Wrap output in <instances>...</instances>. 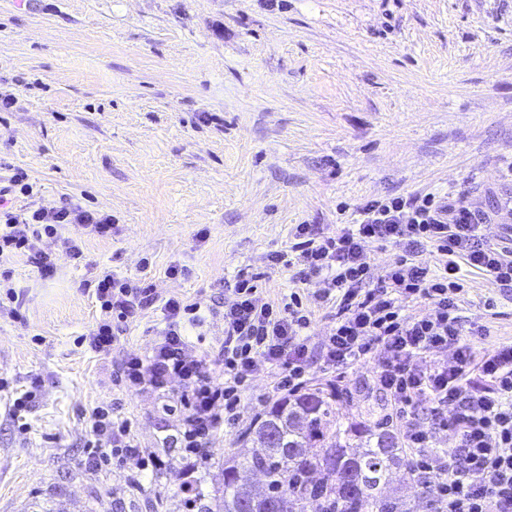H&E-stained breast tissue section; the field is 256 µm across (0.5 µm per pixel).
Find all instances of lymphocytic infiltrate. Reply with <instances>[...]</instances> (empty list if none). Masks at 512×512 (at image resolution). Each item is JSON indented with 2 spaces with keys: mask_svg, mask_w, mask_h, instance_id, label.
<instances>
[{
  "mask_svg": "<svg viewBox=\"0 0 512 512\" xmlns=\"http://www.w3.org/2000/svg\"><path fill=\"white\" fill-rule=\"evenodd\" d=\"M492 221L466 197L427 193L370 201L359 219L333 236L297 225L290 251L270 253L267 261L287 268L295 282L318 280V289L263 302L260 274L240 275L232 302L224 306V344L215 353L192 348L186 336L187 328L206 321L201 302L161 298L144 279L103 269L83 283L102 312L86 342L96 354H111L128 323L151 308L162 312L165 326L155 344L146 352H126L117 380L131 392L162 394L172 382L181 384L176 400L188 411L180 430L181 492L188 512L202 498L195 474L209 459L206 440L234 424L257 366H269L275 392L295 394L305 387L315 357L332 371L373 360V389L408 406L399 433L415 451L412 472L429 488L432 512H512V345L476 356L461 316L463 268L512 288V247L485 240ZM69 224L93 237L112 234L111 214L81 203L17 208L0 194V258L26 257L41 277H51L55 259L37 246L48 237L59 240L72 261L82 262L83 241L61 234ZM387 243L401 246L402 253L383 274H374L367 248ZM428 249L438 254L437 265L422 260ZM417 301L427 302V312L406 314V305ZM324 307L333 309L334 324L315 349L310 328ZM447 350L451 362L435 361V354ZM420 397L433 405L427 424L412 411ZM89 420V447L109 442L118 462H133L138 474L132 484H139L141 472L161 467L160 458L138 448L129 421L114 419L102 406ZM440 430L456 445L430 453Z\"/></svg>",
  "mask_w": 512,
  "mask_h": 512,
  "instance_id": "obj_1",
  "label": "lymphocytic infiltrate"
}]
</instances>
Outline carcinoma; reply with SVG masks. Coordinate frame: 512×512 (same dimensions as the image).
<instances>
[{"label":"carcinoma","instance_id":"1","mask_svg":"<svg viewBox=\"0 0 512 512\" xmlns=\"http://www.w3.org/2000/svg\"><path fill=\"white\" fill-rule=\"evenodd\" d=\"M336 394L318 388L273 405L245 433L251 447L224 467V493L217 512H246L238 480L249 473L266 479L256 512H410L405 501L383 494L389 472L412 462L384 419L372 427L344 425L336 417Z\"/></svg>","mask_w":512,"mask_h":512}]
</instances>
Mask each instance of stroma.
<instances>
[{"label":"stroma","instance_id":"stroma-1","mask_svg":"<svg viewBox=\"0 0 512 512\" xmlns=\"http://www.w3.org/2000/svg\"><path fill=\"white\" fill-rule=\"evenodd\" d=\"M5 95L16 103L0 112V187L24 172L34 203L77 201L114 229L68 226L85 239L78 266L43 239L52 277L9 264L23 319L0 314V512L56 492L65 512H185L171 440L184 410L115 379L124 351L152 347L160 314L145 311L112 354L88 350L99 309L81 284L96 269L132 277L149 258L160 296L212 308L200 333L217 350L238 271L263 270L296 225L333 234L338 205L354 214L387 195L465 192L485 209L512 196V0H0ZM464 285L463 321L485 329L478 353L512 344V290L475 272ZM374 370L316 362L307 385L339 390L343 421L364 424L397 410L371 388ZM35 377L21 428L9 409ZM271 393L259 367L235 425L210 437L203 504ZM106 405L168 462L139 488L128 465H85L89 415Z\"/></svg>","mask_w":512,"mask_h":512}]
</instances>
